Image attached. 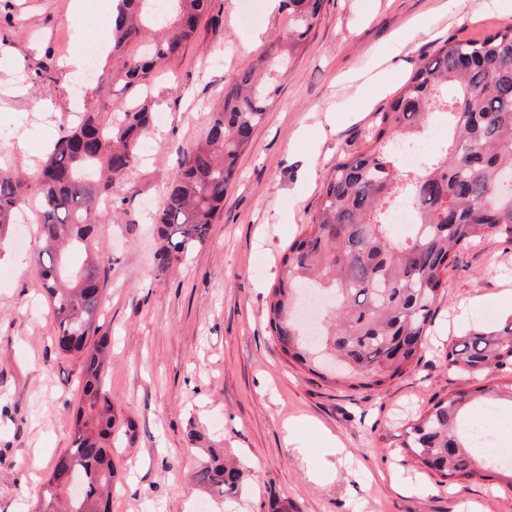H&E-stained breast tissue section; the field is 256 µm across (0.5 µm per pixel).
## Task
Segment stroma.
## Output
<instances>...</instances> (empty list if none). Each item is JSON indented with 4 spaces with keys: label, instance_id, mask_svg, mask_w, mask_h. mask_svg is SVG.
Listing matches in <instances>:
<instances>
[{
    "label": "stroma",
    "instance_id": "stroma-1",
    "mask_svg": "<svg viewBox=\"0 0 512 512\" xmlns=\"http://www.w3.org/2000/svg\"><path fill=\"white\" fill-rule=\"evenodd\" d=\"M489 0H324L307 48L277 75L279 92L239 161L205 245L162 273L153 217L177 178L183 151L201 140L224 85L259 48L287 30V11L263 10L260 39L246 41L244 0H213L182 53L152 82L156 116L143 161L117 223L94 239L112 259L98 336L110 337L106 376L121 417L134 431L113 449L112 512H512V486L494 469L466 488L440 485L412 465L404 431L434 401L470 390L445 354L460 331L496 323L464 311L485 297L512 304V245L489 237L461 249L417 366L383 389L335 386L286 356L268 322L281 253L301 236L319 203L330 165L365 145L375 112L398 94L436 43L479 39L512 24ZM70 0H0V168L37 180L49 144L73 118L61 67L73 50ZM419 16L429 34L397 53L393 35ZM384 73L388 90L362 105L356 86ZM336 127L325 139L307 130ZM34 222L17 225L0 252V512H32L50 470L72 446L76 378L83 359L64 354L42 295ZM198 432L189 440V432ZM344 451L335 474L314 482L323 433ZM215 451L237 463L233 497L197 485L193 473Z\"/></svg>",
    "mask_w": 512,
    "mask_h": 512
}]
</instances>
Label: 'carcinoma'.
I'll return each instance as SVG.
<instances>
[{"label":"carcinoma","instance_id":"cac0c4a2","mask_svg":"<svg viewBox=\"0 0 512 512\" xmlns=\"http://www.w3.org/2000/svg\"><path fill=\"white\" fill-rule=\"evenodd\" d=\"M281 2L292 20L288 32L224 86L223 109L210 113L206 137L184 151L181 174L165 193L155 255L162 272L207 242L239 156L278 92L271 62L302 53L322 0ZM211 4L118 0L95 91L119 84L124 100L106 113L89 105L75 126L63 128L36 186L0 170V248L34 190L39 272L65 352L84 355L88 337L100 329L111 260L92 250V234L125 213L126 197L118 191L139 163L153 122V70L181 53ZM435 114L448 119V136L417 166H404L398 148L425 136ZM506 179L512 180V25L481 40L450 38L437 46L378 113L366 149L332 165L311 224L280 260L268 313L281 350L308 371L352 388L379 389L407 373L431 334L444 275L458 251L484 237L512 245ZM401 205L415 218L404 236L387 223ZM106 347L102 336L85 355L72 447L54 463L33 512H110L112 447L132 423L116 421ZM446 360L470 377L512 371V314L464 330ZM477 406L512 408V379L441 397L406 427L405 447L443 483L485 477L495 456L463 430ZM67 471L85 484L77 499L61 483ZM196 479L222 497L237 489L240 470L213 454Z\"/></svg>","mask_w":512,"mask_h":512}]
</instances>
